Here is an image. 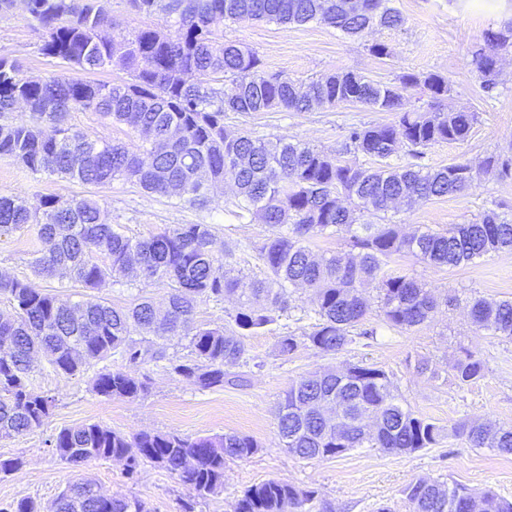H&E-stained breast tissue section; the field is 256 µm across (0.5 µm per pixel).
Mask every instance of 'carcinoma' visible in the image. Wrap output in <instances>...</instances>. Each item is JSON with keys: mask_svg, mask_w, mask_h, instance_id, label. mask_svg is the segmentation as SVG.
<instances>
[{"mask_svg": "<svg viewBox=\"0 0 512 512\" xmlns=\"http://www.w3.org/2000/svg\"><path fill=\"white\" fill-rule=\"evenodd\" d=\"M40 32L38 51L71 69L95 71L121 65L128 80L98 83L75 77L27 72L16 60L0 56V156L9 157L34 176L48 174L106 186L114 180L138 185L145 193L175 199L204 210L215 204L211 187H235L234 214L259 219L271 228L260 248L267 275L253 280L235 275L224 259L232 250L215 249L210 224H174L146 238L128 237L103 221L92 198L44 195L35 201L0 195V234L37 227L43 249L33 254L34 275L66 274L95 290L138 270L147 280L169 285L167 308L157 312L144 297L130 307L87 298L74 302L45 293L27 279L0 277V295L10 311L0 312V438L24 434L48 417L55 398L29 383L36 356L51 357L55 370L76 375L118 353L136 366L166 357L152 337L188 338L190 357L170 362L173 373L201 389L237 385L234 368L247 363L244 339L284 313L294 290L314 292L317 322L298 341L280 337L282 355L303 343L320 353L336 354L360 337L370 305L360 288L374 284L376 306L385 323L407 331L430 321L437 308L431 291L417 280L388 269L391 260L410 254L430 266L457 267L492 252L512 250V218L493 209L468 224L443 231L425 227L411 235L397 224H383V213L396 202L462 194L477 179H512V156L489 155L478 162L461 158L440 168L424 164L426 150L465 140L475 112L404 108L403 91L421 86L440 102L448 97L447 77L435 72L404 71L380 83L354 71H337L310 82L269 73L252 49L224 41L216 26L225 20H266L303 25L320 22L363 38L375 26L403 25L391 0H130L134 11L162 15L165 24L123 29L109 0H23ZM102 27L112 29L97 40ZM512 51V19L483 32L472 53L482 92L496 96L497 65ZM28 107V118L15 121V104ZM361 105L392 112L384 125H352L335 153L317 150L294 138H261L224 126L229 112L248 114L283 109ZM73 112H92L109 123L127 125L130 143L93 137L69 123ZM404 152L405 161L391 158ZM379 161L365 168L342 155ZM371 216L375 224L361 218ZM342 231L350 250L312 254L310 242ZM106 260H97V254ZM238 299L236 330L195 323L199 303ZM476 331L512 340V301L471 299ZM485 375L483 361L470 352L457 358L452 377L460 387ZM93 391L104 398L135 399L148 390L145 380L116 369L96 375ZM280 447L302 459L338 457L353 448H379L407 454L436 444L443 428L403 405L388 374L373 365L348 364L344 372L315 371L286 391L277 412ZM451 432L471 448L512 454V427L489 420L456 424ZM52 447L67 463L80 467L93 460H123L127 479H137L141 464L153 463L180 484L206 498L224 486L228 460L253 455L257 443L237 433L183 437L140 430L129 434L100 423L64 428ZM409 512H470L479 502L487 512H512V500L492 489L475 491L463 484L446 488L422 479L402 490ZM316 491L270 479L247 489L233 512H312ZM55 512H149L136 497L108 496L91 478L69 484L56 498Z\"/></svg>", "mask_w": 512, "mask_h": 512, "instance_id": "1", "label": "carcinoma"}]
</instances>
